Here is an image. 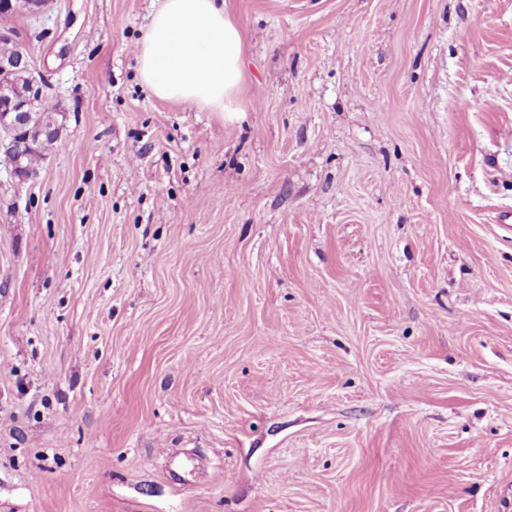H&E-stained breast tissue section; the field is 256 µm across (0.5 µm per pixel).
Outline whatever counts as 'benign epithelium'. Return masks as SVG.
<instances>
[{
  "instance_id": "obj_1",
  "label": "benign epithelium",
  "mask_w": 512,
  "mask_h": 512,
  "mask_svg": "<svg viewBox=\"0 0 512 512\" xmlns=\"http://www.w3.org/2000/svg\"><path fill=\"white\" fill-rule=\"evenodd\" d=\"M42 5V0H4L0 3V10L13 14H34ZM33 75L31 97L18 98L6 93L0 96V161L5 164L10 174L21 182L29 180V177L22 173L20 158L16 156V141H37L40 121L34 117L36 100L50 98L47 92V78L36 71Z\"/></svg>"
}]
</instances>
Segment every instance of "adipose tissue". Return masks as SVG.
Segmentation results:
<instances>
[{
    "label": "adipose tissue",
    "mask_w": 512,
    "mask_h": 512,
    "mask_svg": "<svg viewBox=\"0 0 512 512\" xmlns=\"http://www.w3.org/2000/svg\"><path fill=\"white\" fill-rule=\"evenodd\" d=\"M244 34L224 0H162L136 50L142 83L158 99L241 117Z\"/></svg>",
    "instance_id": "ef3b65f1"
}]
</instances>
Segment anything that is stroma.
<instances>
[{
	"instance_id": "stroma-1",
	"label": "stroma",
	"mask_w": 512,
	"mask_h": 512,
	"mask_svg": "<svg viewBox=\"0 0 512 512\" xmlns=\"http://www.w3.org/2000/svg\"><path fill=\"white\" fill-rule=\"evenodd\" d=\"M159 0L0 19L62 145L0 168V512H512V0H227L225 122ZM136 50L142 83L158 99L241 118L244 34L224 0H161Z\"/></svg>"
}]
</instances>
